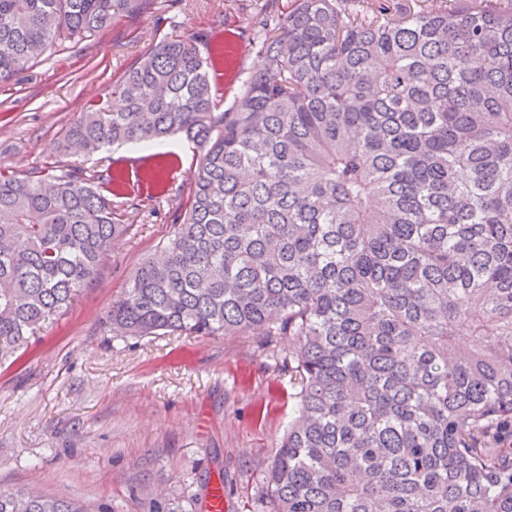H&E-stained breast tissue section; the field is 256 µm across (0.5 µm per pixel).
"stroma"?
<instances>
[{
	"label": "stroma",
	"instance_id": "1",
	"mask_svg": "<svg viewBox=\"0 0 512 512\" xmlns=\"http://www.w3.org/2000/svg\"><path fill=\"white\" fill-rule=\"evenodd\" d=\"M288 0H141L109 27L42 56L0 87V168L36 176L77 164L128 177L130 233L112 245L95 284L42 325L13 364L0 366V491L87 500L111 512H205L216 482L224 512H261L266 467L295 414L287 371L252 336L112 337V300L139 263L159 255L170 214L186 205L200 150L172 138L67 156L74 120L111 93L164 38L223 47L212 72L220 111L261 68V20Z\"/></svg>",
	"mask_w": 512,
	"mask_h": 512
}]
</instances>
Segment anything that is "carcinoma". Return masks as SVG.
Segmentation results:
<instances>
[{
  "label": "carcinoma",
  "instance_id": "obj_1",
  "mask_svg": "<svg viewBox=\"0 0 512 512\" xmlns=\"http://www.w3.org/2000/svg\"><path fill=\"white\" fill-rule=\"evenodd\" d=\"M137 2L0 0V84ZM261 53L220 112L210 57L162 40L65 133L202 150L104 328L288 338L264 512H512V0H290ZM118 197L78 166L0 171V364L132 230ZM0 512L106 510L0 491Z\"/></svg>",
  "mask_w": 512,
  "mask_h": 512
}]
</instances>
